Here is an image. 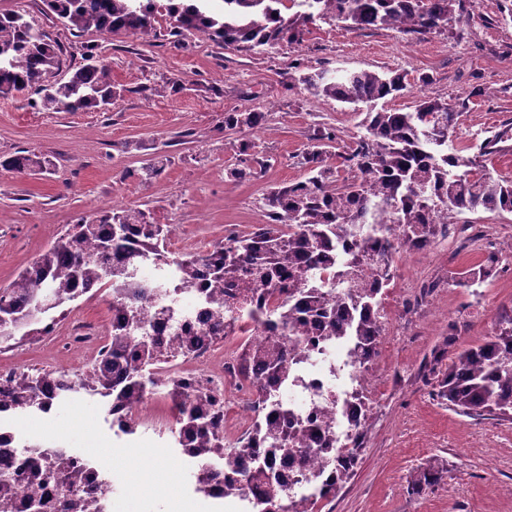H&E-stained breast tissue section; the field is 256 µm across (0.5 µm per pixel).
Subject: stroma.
I'll return each mask as SVG.
<instances>
[{
	"mask_svg": "<svg viewBox=\"0 0 512 512\" xmlns=\"http://www.w3.org/2000/svg\"><path fill=\"white\" fill-rule=\"evenodd\" d=\"M0 12L22 14L63 43L59 79L83 63L85 45H98L112 66L116 94L108 109L42 112L28 92L0 97V161L23 155L48 161L46 171L19 174L0 168V287L8 286L78 218L111 208L149 210L156 223L178 225L170 253H197L264 223L270 187L305 177L301 152L320 127H333L341 146L362 134V114L314 96L291 82L293 68L308 73L404 71L409 93L385 107L411 110L417 96L447 100L458 110L448 147L481 154L487 138L512 133V0H465L463 12L426 36L393 29H352L324 20L297 45L281 43L254 54L222 48L198 33L183 46L169 43V17L155 34H73L44 11L42 0H0ZM264 111L258 127L223 128L225 113ZM248 140L263 160L255 177L229 171ZM162 163L161 173L145 169ZM512 237V213L484 209L460 214L448 236L407 252L394 271L400 297L372 368L376 374L367 434L350 480L316 512H512V420L469 417L437 396L448 370L433 356L448 337L482 340L512 316V258L478 288L457 273ZM108 291L92 290L67 305L56 333L73 334L74 320L107 335ZM11 359L28 372L64 370L78 356L43 338L16 345ZM22 443L63 442L98 467L120 472L114 512H238L234 501L189 494L191 472L177 473L167 449L172 432L145 426L122 432L102 401L77 392L50 413L8 422ZM446 468L435 487L416 495L408 482L432 459Z\"/></svg>",
	"mask_w": 512,
	"mask_h": 512,
	"instance_id": "stroma-1",
	"label": "stroma"
}]
</instances>
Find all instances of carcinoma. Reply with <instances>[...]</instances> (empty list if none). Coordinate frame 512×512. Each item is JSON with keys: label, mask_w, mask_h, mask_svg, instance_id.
Instances as JSON below:
<instances>
[{"label": "carcinoma", "mask_w": 512, "mask_h": 512, "mask_svg": "<svg viewBox=\"0 0 512 512\" xmlns=\"http://www.w3.org/2000/svg\"><path fill=\"white\" fill-rule=\"evenodd\" d=\"M46 9L66 28L83 33L92 28L107 33L149 34L160 8L157 0H44ZM168 0L174 19L168 32L175 42L195 31L222 47L262 53L286 41L302 40L316 20L334 19L349 27L391 28L426 35L447 26L462 0ZM66 48L34 28L17 13L0 14V96L28 90L35 105L48 112L102 110L114 96L110 62L89 46L85 64L65 82L51 80L61 68ZM299 82L318 96L345 104L369 105L363 127L366 133L346 150L336 153L339 167L327 163L328 147L337 141L336 130L322 127L313 143L301 153L306 179L274 188L265 198L267 223L236 235L207 256L185 254L177 261L180 285L203 292L207 325L224 339V309L236 294L230 288L245 279L267 288L263 298L284 295L272 308L281 329L295 328L308 317L321 326L322 335L348 337L353 347L376 355L382 326L376 317L380 295L390 280L386 274L374 286L352 288L342 309L326 298L324 286L312 282L321 263L337 265L336 279L344 268L360 265L377 255L387 262L379 238L410 224L421 245L446 237L453 217L480 208L512 212V180L495 175L481 161L448 152V135L456 127L458 112L448 102L421 95L414 109H376V102L403 95L408 74H380L361 70L336 75L328 70L303 74ZM263 112L245 109L224 113V128H253ZM252 144L239 146L240 166L230 170L235 180L253 177ZM0 167L19 173L43 169L46 162L31 157L1 161ZM357 171L353 179H339V169ZM362 233L366 249H354L347 239ZM167 225L154 222L147 210L128 208L103 212L88 222L81 220L5 288H0V340L18 344L40 335V307L50 310L75 301L94 288L111 289L113 319L108 331V351L81 383L85 391L110 402L109 413L140 402L162 384L178 410V445L200 460L224 463V497L240 495L241 478L258 477L269 487L263 498L250 502V512H314L315 504L329 496L325 486L297 503L287 500L288 460L317 444L335 464L330 480L339 485L354 471L366 437V412H355L359 429L344 456L336 453V437L319 431L312 421L292 417L288 402L273 400L264 383L267 377L286 375L288 346L274 344L253 352L242 346L236 360L239 386L250 393L257 417L250 432L224 446V421L215 412L219 395L198 391L184 396L181 384L145 375L150 367L177 356L190 355L195 334L178 333L175 342L163 343L150 332L145 308L138 301L129 268L150 261L167 262L164 242ZM499 263L496 253L471 266L464 286L474 287L491 277ZM62 377L52 371L37 376L20 375L0 385V411L11 415L38 410L49 412L65 391L52 394L47 384ZM437 396L466 416L512 417V317L496 324L493 333L476 344L457 346L441 380ZM11 454L0 451V512L13 497L15 478L34 474L44 481L61 478L55 485L59 512H92L89 500L75 487L86 483L82 470L66 457L51 466L32 460L16 472ZM444 464L434 459L409 481L419 494L442 480Z\"/></svg>", "instance_id": "cac0c4a2"}]
</instances>
